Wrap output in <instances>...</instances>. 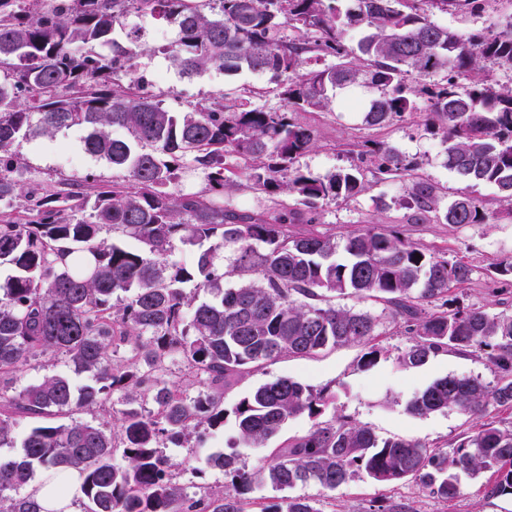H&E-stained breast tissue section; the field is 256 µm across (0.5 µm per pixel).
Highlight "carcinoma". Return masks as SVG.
<instances>
[{"instance_id": "1", "label": "carcinoma", "mask_w": 512, "mask_h": 512, "mask_svg": "<svg viewBox=\"0 0 512 512\" xmlns=\"http://www.w3.org/2000/svg\"><path fill=\"white\" fill-rule=\"evenodd\" d=\"M495 0H0V382L32 363L47 369L58 358L93 375L82 388L57 374L19 390L7 413L36 421L22 452L0 457V512H50L33 493L16 494L34 471L54 475L48 495L62 498L80 481L82 512H247L246 494L269 483L289 495L260 512H321L292 490L309 483L334 491L363 473L383 485L407 481L445 502L457 499L462 478L487 477L491 496L512 495V424L488 420L512 408V310L462 306L451 289L471 281L475 266L440 256L396 230L360 225L338 238L292 233L288 225L326 200H350L368 189L357 165L314 176L296 166L314 146L298 112L323 110L328 92L366 88L374 97L347 106L369 126L385 127L429 97L425 130L446 144V165L460 179L485 183L498 207L458 193L440 208L439 188L420 163L384 142L359 145L357 155L378 181L407 178L401 205L415 223L442 212L448 224L512 221V81L480 77L488 65L512 67V23L506 32L463 37L429 19L435 9L478 17ZM136 8L175 28L163 49L171 66L191 77L217 68L270 72L279 85L277 109L246 99L184 112L167 109L144 91L135 58L141 30L124 17ZM297 32L284 39L283 27ZM360 26L357 50L341 43L343 29ZM337 62L310 68L313 57ZM474 82L460 83L465 73ZM442 75L436 83L425 79ZM413 76L421 83L412 85ZM85 131L83 148L129 183L63 178L54 190H25L13 147L20 139H53L67 128ZM121 127L130 138L119 139ZM228 156L243 161L228 172ZM200 171L211 194L178 187L183 170ZM249 189L293 197L295 207L269 219L224 207V192ZM119 232L129 248L105 237ZM210 243L191 266L165 257L179 244ZM232 248L229 264L223 249ZM343 251L347 259L338 260ZM420 257H415V254ZM236 278L232 288L224 278ZM512 279V255L494 263L488 282ZM214 300L198 304L183 285ZM355 297L386 305L412 336L399 356L420 367L448 350L484 353L496 381L445 376L408 401L415 416L456 411L476 420L452 448L436 451L405 437L383 438L350 416L333 413L302 436L271 450L248 469L235 454L210 465L224 487L189 495L177 481L165 443L190 444L200 429L224 425V387L234 376L283 355L304 356L327 346L364 347L361 365L374 367L379 318L337 306ZM179 357L197 385L188 396L167 379ZM123 408L110 410L112 394ZM148 396L154 410L139 400ZM335 400L290 378L261 384L232 409L238 442L263 447L285 422L318 417ZM112 413L119 421L71 418L72 407ZM122 450L128 466L112 455Z\"/></svg>"}]
</instances>
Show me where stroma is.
I'll return each instance as SVG.
<instances>
[{
	"label": "stroma",
	"instance_id": "obj_1",
	"mask_svg": "<svg viewBox=\"0 0 512 512\" xmlns=\"http://www.w3.org/2000/svg\"><path fill=\"white\" fill-rule=\"evenodd\" d=\"M433 21L460 34L499 32L512 20V0H497L480 17L460 20L450 14L436 13ZM127 26L141 29L142 46L136 59L137 71L148 82V89L162 100L164 106L183 111L193 105L208 103L223 97H241L244 89H260L253 106L271 109L279 104L278 87L271 73L241 71L227 74L210 68L190 77L182 76L170 66L157 49L158 36L152 19L129 13ZM430 110L427 98L416 101L414 113L405 115L392 124L379 128L363 123L357 112L340 111L337 105L327 109L299 113L300 122L307 124L315 137L314 148L298 160L299 167L316 176H322L352 163V148L364 141H382L395 147L403 155L417 158L421 174L449 195L468 191L481 199L487 207H496L493 187L467 185L460 181L445 164V145L439 137L427 133L422 119ZM84 133L79 129L60 132L55 140L43 138L24 140L15 151L31 173L33 183L39 186L55 184L61 176L82 177L94 174L103 183L127 182L125 171L112 168L83 149ZM407 181L393 178L373 181L367 192L350 201H331L320 206L314 223L297 224L300 232L341 234L361 224H382L397 227L421 246L440 250L451 256H461L475 265L470 283L454 289L453 295L464 305H487L495 309L512 308V282L500 285L498 293H491L486 284L487 268L501 257L512 254V223L446 224L435 217L425 223L413 221V213L400 206ZM346 306L361 305L380 320L377 343L386 354L373 368L360 366L363 349L357 345L326 347L307 356H284L262 366L247 369L224 390V407L234 405L252 388L287 377L313 388L330 387L336 394L335 405L358 423L371 427L383 437L403 436L425 443L430 448L448 450L458 437L470 431L471 418L454 411L434 412L414 416L407 412V401L434 379L447 375L474 377L484 382L494 379V371L485 355L442 352L430 358L423 366L408 368L401 365L398 356L411 341L403 328L389 319L382 303L367 300H345ZM313 418L301 414L289 418L279 434L266 447H244L237 443L233 418H226L222 427L204 429L193 447L167 445L164 453L175 463L178 481L188 493H195L199 484L220 486L224 474L208 465L217 453L235 452L239 462L252 468L265 461L272 448L285 441L304 435L313 425ZM301 494L318 500L322 512H376L387 502H406L414 512H512V495L490 496L483 481H464L462 494L451 503H444L419 491L414 483L384 487L369 478L357 479L339 490L328 492L308 484Z\"/></svg>",
	"mask_w": 512,
	"mask_h": 512
}]
</instances>
